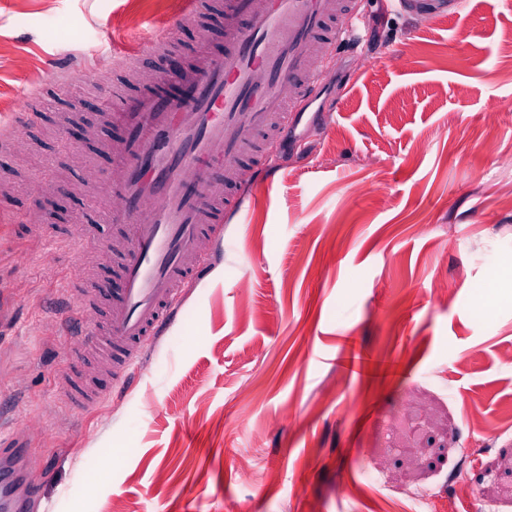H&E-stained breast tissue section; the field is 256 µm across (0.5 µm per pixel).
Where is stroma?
<instances>
[{
    "label": "stroma",
    "mask_w": 512,
    "mask_h": 512,
    "mask_svg": "<svg viewBox=\"0 0 512 512\" xmlns=\"http://www.w3.org/2000/svg\"><path fill=\"white\" fill-rule=\"evenodd\" d=\"M179 7L0 0V124L67 58L108 59L144 22L171 31L180 60L203 32L219 54V27L168 28ZM356 15L360 40L337 44L315 122L277 144L267 174L245 173L208 275L134 381L84 413L60 385L78 342L58 301L79 255L104 256L113 238L86 165L106 162L111 71L47 101L25 141L0 149L13 190L0 434L37 452L52 512H407L413 468L424 512H485L490 478L495 512H512V0L445 16L356 0ZM35 210L47 235L10 234L12 213ZM438 277L441 301L426 293ZM448 473L477 496L454 497Z\"/></svg>",
    "instance_id": "35a3bbf8"
}]
</instances>
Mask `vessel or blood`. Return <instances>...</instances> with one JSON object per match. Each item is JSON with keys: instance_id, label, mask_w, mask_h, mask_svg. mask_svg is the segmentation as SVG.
Listing matches in <instances>:
<instances>
[{"instance_id": "obj_1", "label": "vessel or blood", "mask_w": 512, "mask_h": 512, "mask_svg": "<svg viewBox=\"0 0 512 512\" xmlns=\"http://www.w3.org/2000/svg\"><path fill=\"white\" fill-rule=\"evenodd\" d=\"M352 14V0H224L213 17L224 31L221 56L201 48L183 66L156 36L135 39L132 52L113 51V63L134 57L149 68L143 81L121 78L113 87L117 134L103 146L110 167L97 186L121 227L119 277L104 280L83 265L80 286L66 293L76 317L94 323L87 349L110 358L112 372L98 382L67 373L70 409L104 402L166 332L180 289L206 274L203 244L222 248L224 218L240 211L222 187L237 186L242 164L270 169L257 142L282 139L301 123L329 74L323 59ZM91 70L70 62L48 88L65 95ZM30 458L25 445L0 438V512H39V487L26 479Z\"/></svg>"}]
</instances>
